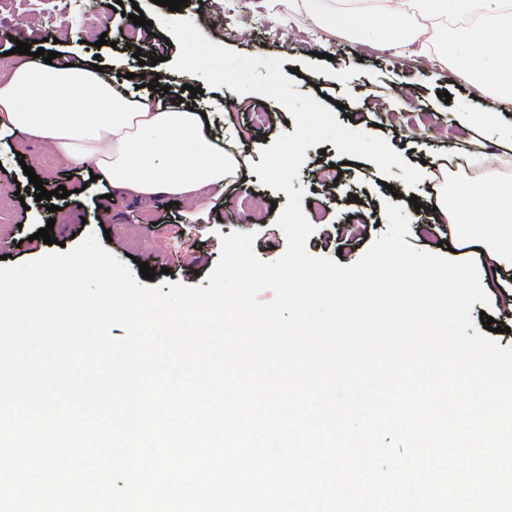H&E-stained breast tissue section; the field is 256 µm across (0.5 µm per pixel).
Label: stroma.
Instances as JSON below:
<instances>
[{"label":"stroma","mask_w":512,"mask_h":512,"mask_svg":"<svg viewBox=\"0 0 512 512\" xmlns=\"http://www.w3.org/2000/svg\"><path fill=\"white\" fill-rule=\"evenodd\" d=\"M323 22H312L295 0H245L243 14H228L223 27L212 26L208 0H189L180 12L154 4L153 0H48L49 6L63 7L65 17L80 24L93 17L95 24L85 40H71L59 25L39 26L32 20H19L13 9L0 12V73L18 66L17 42H43L45 50L62 49L67 62L98 63L117 74L139 72L137 58L125 34L128 15L141 9L153 17L151 27L155 66L160 85L169 89V99L181 94L183 85L201 88L195 98L199 111L208 115L207 134L223 143L225 151L239 158V175L223 191L208 190L195 211L185 206H169L167 199L137 201L123 193H109L106 185L78 175L57 155L48 154L35 141L7 131L0 133V256L17 265L50 252V245L37 239L26 241L29 233L52 226L58 241L66 248L76 246V234H94L103 247L139 273L140 263H149L157 274L155 285L179 283L207 285V277L221 254V239L238 231L235 223L225 222V214L235 212L238 199L254 194L265 203L260 213L250 215L249 228L256 233L253 249L265 261L279 258L286 249V238L276 221L278 211L288 202L285 192L262 185L253 172L261 161V149L270 147L284 133H293L290 113L278 102L259 94H237L229 87L206 86L202 77L180 73L172 68L180 48L166 30L163 20L177 17L193 20L211 42L238 54L281 60L282 70L290 71L295 90L338 102L335 116L343 126L377 133L405 160L419 168L422 179L408 186L400 167L391 176L382 175L377 165L362 160L360 165L344 162L332 142L306 150L293 187L303 189L301 204L315 231L306 242L312 255L332 258L339 265L357 262L372 243L388 229L386 202L403 206L409 217L405 240L430 253L452 255L454 260L474 261L488 303H475L472 318L486 315L496 325H512V309L505 300L512 297V271L497 270L488 263L483 248L461 244L460 227L448 223L434 211L437 183L470 189L489 181L512 184V103H501L495 95L496 77L486 74L474 81L465 73L459 57L465 32L495 40L505 15H512V0H506L502 16H473L471 22H450L438 28L433 39L435 55L426 60L419 46L387 49L383 39L359 36L337 24L336 16H370L382 0H320ZM107 45H99L100 37ZM268 112L262 128L252 127L250 112ZM475 112L490 113L485 124L468 123ZM431 113L445 127L435 137L425 133L420 116ZM467 158V169L438 170L439 159ZM340 167L337 185L319 186L317 172L327 166ZM32 167L46 190L65 186L67 198L56 199V212L36 201L24 167ZM358 220L364 225L361 236H346L342 227Z\"/></svg>","instance_id":"obj_1"}]
</instances>
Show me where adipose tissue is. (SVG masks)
<instances>
[{
    "instance_id": "adipose-tissue-1",
    "label": "adipose tissue",
    "mask_w": 512,
    "mask_h": 512,
    "mask_svg": "<svg viewBox=\"0 0 512 512\" xmlns=\"http://www.w3.org/2000/svg\"><path fill=\"white\" fill-rule=\"evenodd\" d=\"M501 0H386L379 21L356 34L386 32L398 45L418 42L422 21L500 13ZM471 73L493 71L498 95L512 100V33L487 43L463 40ZM31 137L67 161L138 198L177 196L195 204L203 188L235 175L232 158L212 144L200 113L155 96L133 97L111 75L34 58L0 75V130Z\"/></svg>"
}]
</instances>
